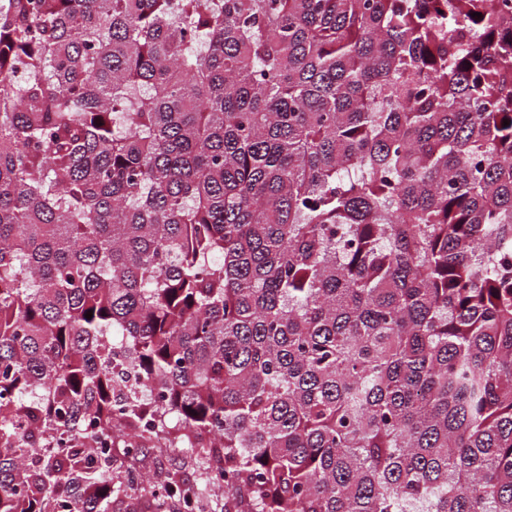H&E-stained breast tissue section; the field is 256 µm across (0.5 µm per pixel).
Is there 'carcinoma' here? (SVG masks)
<instances>
[{
    "instance_id": "1",
    "label": "carcinoma",
    "mask_w": 512,
    "mask_h": 512,
    "mask_svg": "<svg viewBox=\"0 0 512 512\" xmlns=\"http://www.w3.org/2000/svg\"><path fill=\"white\" fill-rule=\"evenodd\" d=\"M145 428L248 512H512V0H0V512Z\"/></svg>"
}]
</instances>
